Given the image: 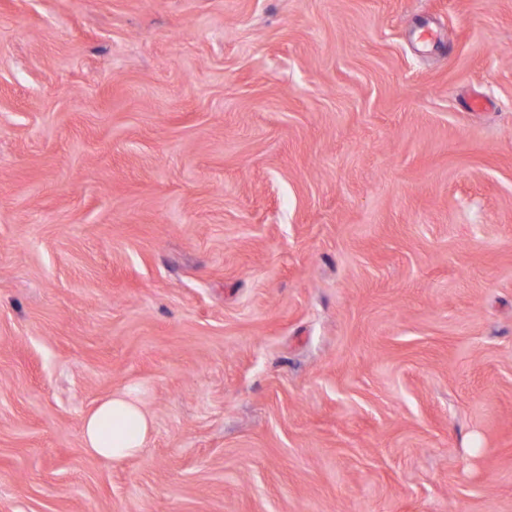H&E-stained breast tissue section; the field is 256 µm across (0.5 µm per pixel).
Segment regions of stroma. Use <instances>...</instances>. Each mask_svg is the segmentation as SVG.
I'll list each match as a JSON object with an SVG mask.
<instances>
[{"mask_svg": "<svg viewBox=\"0 0 512 512\" xmlns=\"http://www.w3.org/2000/svg\"><path fill=\"white\" fill-rule=\"evenodd\" d=\"M0 512H512V0H0ZM151 429L142 391L132 387L112 393L84 416L81 440L91 455L119 461L140 453Z\"/></svg>", "mask_w": 512, "mask_h": 512, "instance_id": "35a3bbf8", "label": "stroma"}]
</instances>
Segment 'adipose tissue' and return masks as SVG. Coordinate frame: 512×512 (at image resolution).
<instances>
[{"instance_id": "1", "label": "adipose tissue", "mask_w": 512, "mask_h": 512, "mask_svg": "<svg viewBox=\"0 0 512 512\" xmlns=\"http://www.w3.org/2000/svg\"><path fill=\"white\" fill-rule=\"evenodd\" d=\"M152 429L139 388L112 393L82 420L81 440L91 455L113 461L137 455Z\"/></svg>"}]
</instances>
